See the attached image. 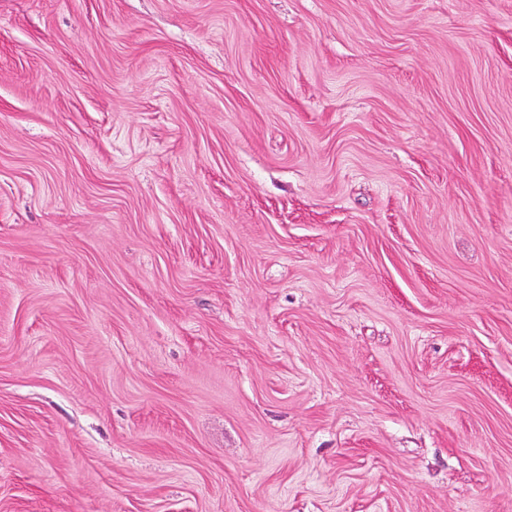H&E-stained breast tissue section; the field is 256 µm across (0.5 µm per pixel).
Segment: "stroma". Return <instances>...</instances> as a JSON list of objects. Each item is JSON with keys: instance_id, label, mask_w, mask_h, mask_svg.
<instances>
[{"instance_id": "35a3bbf8", "label": "stroma", "mask_w": 512, "mask_h": 512, "mask_svg": "<svg viewBox=\"0 0 512 512\" xmlns=\"http://www.w3.org/2000/svg\"><path fill=\"white\" fill-rule=\"evenodd\" d=\"M0 512H512V0H0Z\"/></svg>"}]
</instances>
